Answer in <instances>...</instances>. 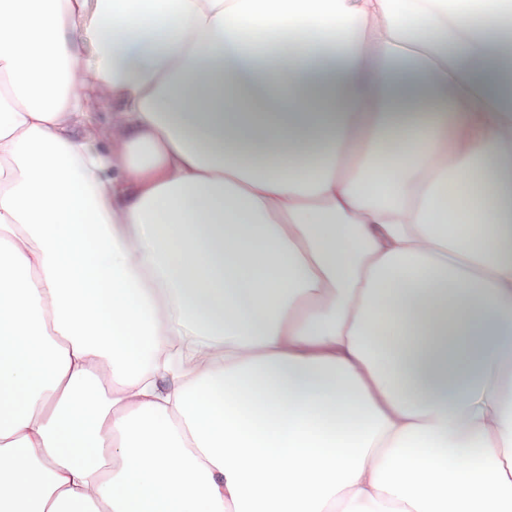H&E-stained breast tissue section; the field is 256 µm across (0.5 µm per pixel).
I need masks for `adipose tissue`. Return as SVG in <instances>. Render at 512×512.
Instances as JSON below:
<instances>
[{"instance_id":"adipose-tissue-1","label":"adipose tissue","mask_w":512,"mask_h":512,"mask_svg":"<svg viewBox=\"0 0 512 512\" xmlns=\"http://www.w3.org/2000/svg\"><path fill=\"white\" fill-rule=\"evenodd\" d=\"M0 512H512V0H0Z\"/></svg>"}]
</instances>
